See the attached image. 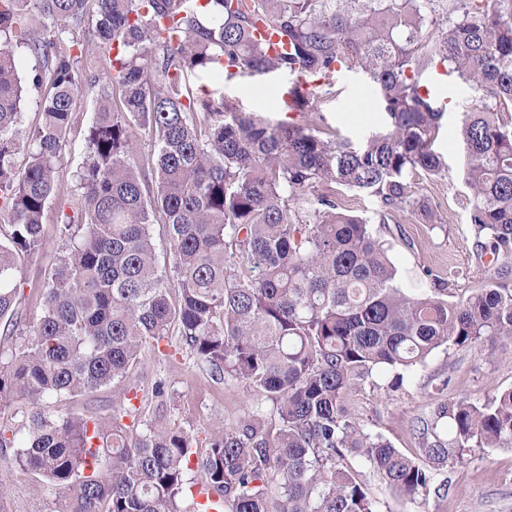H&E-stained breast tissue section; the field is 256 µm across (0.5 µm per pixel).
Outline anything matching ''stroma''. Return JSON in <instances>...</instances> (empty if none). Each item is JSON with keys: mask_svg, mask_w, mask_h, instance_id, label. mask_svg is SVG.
<instances>
[{"mask_svg": "<svg viewBox=\"0 0 512 512\" xmlns=\"http://www.w3.org/2000/svg\"><path fill=\"white\" fill-rule=\"evenodd\" d=\"M296 83L287 72L251 74L237 71L213 81L217 96L234 102L237 111L271 121L285 119L284 102ZM457 112L445 114L432 149L443 162L441 174L410 171V192L426 197L441 218L429 224L410 208L383 211L369 193L338 189V204L352 214L369 218L374 235L390 246L389 257L397 271V285L418 295L443 289L446 299L457 301L483 287L484 275L473 253L464 180L467 157L457 139L460 114L473 104L472 90L456 83ZM97 94L81 91L73 104V122L67 132V174L59 194L75 192L71 177L87 159L88 128L97 107ZM300 123L337 139L362 145L384 129L386 113L369 75L359 69H338L330 85L322 87L317 111L300 112ZM390 372L378 373L349 402L350 411L365 431L382 436L406 454L418 448L417 422L427 417L441 400L467 398L484 402L512 389V341L491 347L448 346L436 350L426 366L405 374L394 383ZM164 380V397L150 394L156 380ZM132 381L139 387L140 409L130 427L178 425L191 433L198 449L207 448L213 435L223 432L252 412L255 399L238 382L215 381L178 336L161 347L145 346L138 357ZM464 460L445 471L451 484L445 497L428 494L417 503L403 505L376 473L357 463L379 512H512V448L472 446ZM59 490L22 473L11 453H0V512H60Z\"/></svg>", "mask_w": 512, "mask_h": 512, "instance_id": "35a3bbf8", "label": "stroma"}]
</instances>
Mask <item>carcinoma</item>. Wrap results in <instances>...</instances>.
<instances>
[{"mask_svg": "<svg viewBox=\"0 0 512 512\" xmlns=\"http://www.w3.org/2000/svg\"><path fill=\"white\" fill-rule=\"evenodd\" d=\"M435 2L0 0V327L23 339L0 349V409L31 405L18 426L0 425V448L65 494L66 512H197V485L219 493L224 512H379L350 459L413 504L448 495L436 476L460 450L512 448V389L483 404L438 402L415 456L364 432L347 405L377 369L410 372L442 347L512 338V291L499 284L512 276V125L492 107L512 104V0H452L433 37ZM261 26L280 43L256 36ZM16 47L36 60L30 79L41 89L28 132ZM437 62L475 93L459 129L474 254L503 259L482 266L485 287L458 301L404 293L370 221L336 202L338 187L368 192L387 211L437 222L405 180L442 168L430 144L444 112L421 92ZM342 67L370 75L388 118L387 133L358 147L191 86L202 74L289 72L301 78L289 111L314 112ZM97 86L73 202L57 194L72 101ZM134 126L154 139L139 162ZM54 202L66 254L42 269V315L26 324L22 260L47 255ZM154 224L168 231L169 273L157 265ZM173 333L211 377L257 401L203 453L175 425L128 440L130 385L107 422L42 407L125 381L141 349Z\"/></svg>", "mask_w": 512, "mask_h": 512, "instance_id": "1", "label": "carcinoma"}]
</instances>
